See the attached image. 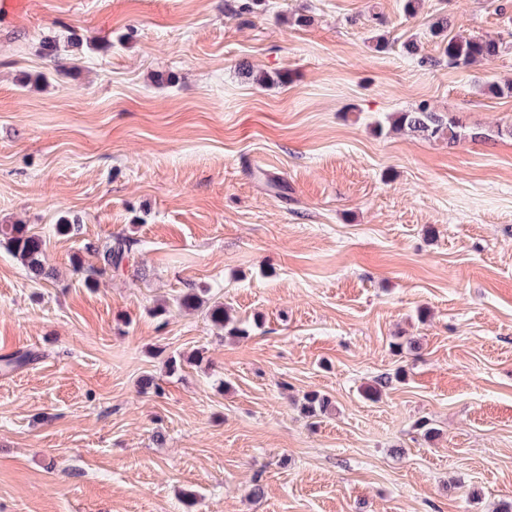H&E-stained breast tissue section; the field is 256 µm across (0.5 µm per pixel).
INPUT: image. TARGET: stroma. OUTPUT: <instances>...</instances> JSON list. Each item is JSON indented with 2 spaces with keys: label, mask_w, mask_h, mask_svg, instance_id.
Returning <instances> with one entry per match:
<instances>
[{
  "label": "stroma",
  "mask_w": 512,
  "mask_h": 512,
  "mask_svg": "<svg viewBox=\"0 0 512 512\" xmlns=\"http://www.w3.org/2000/svg\"><path fill=\"white\" fill-rule=\"evenodd\" d=\"M235 3L22 0L0 16V224L29 225L54 271L33 279L0 246V356L37 355L0 370V512H500L512 95L491 87L512 81V0ZM441 16L504 51L449 66ZM423 102L457 143L391 129ZM118 233L132 257L87 287L73 260ZM191 288L249 337L199 310L154 315ZM311 391L332 400L317 423Z\"/></svg>",
  "instance_id": "stroma-1"
}]
</instances>
